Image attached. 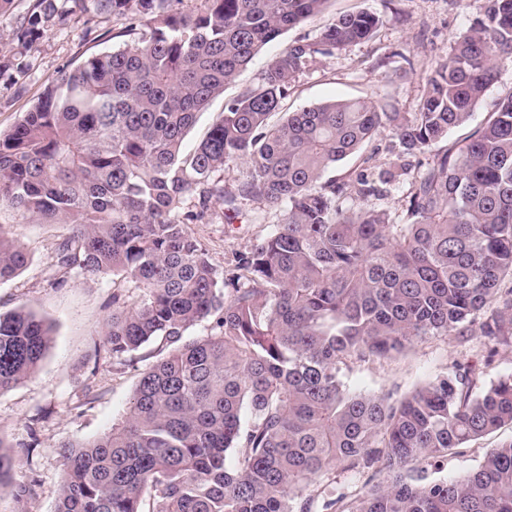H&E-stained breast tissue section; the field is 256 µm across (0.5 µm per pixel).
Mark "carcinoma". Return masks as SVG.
I'll use <instances>...</instances> for the list:
<instances>
[{
  "mask_svg": "<svg viewBox=\"0 0 512 512\" xmlns=\"http://www.w3.org/2000/svg\"><path fill=\"white\" fill-rule=\"evenodd\" d=\"M484 2L416 111L368 99L286 108L316 57L374 37L379 17L359 10L289 44L186 153L197 116L327 0H35L23 45L91 10L130 40L61 71L0 136V208L67 225L54 249L64 272L128 284L103 331L112 359L164 352L122 424L63 445L54 512H512V438L477 468L435 477L457 449L512 426V373L481 384L512 346V91L438 146L512 58V0ZM387 128L378 174L323 179ZM238 163L248 175L229 187L224 169ZM396 183L392 211L382 200ZM247 204L252 223L270 210L278 222L224 274L188 225ZM27 262L0 229V282ZM202 321L210 332L187 338ZM448 335L483 339L482 364L398 399L342 379L355 361ZM51 336L30 311L0 315V393L36 372ZM16 464L0 434V488ZM338 470L367 479L333 499L310 490Z\"/></svg>",
  "mask_w": 512,
  "mask_h": 512,
  "instance_id": "cac0c4a2",
  "label": "carcinoma"
}]
</instances>
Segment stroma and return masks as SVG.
Masks as SVG:
<instances>
[{"label":"stroma","instance_id":"35a3bbf8","mask_svg":"<svg viewBox=\"0 0 512 512\" xmlns=\"http://www.w3.org/2000/svg\"><path fill=\"white\" fill-rule=\"evenodd\" d=\"M33 0H13L0 14V55L14 67L0 75V132L8 133L48 82L66 67L115 46L120 24L106 15H76L49 27L29 46L16 31ZM483 0H329L326 9L266 45L223 96L201 112L183 141L192 150L224 110L226 99L257 84L270 61L302 37L316 38L336 16L359 8L376 12L382 23L374 38L319 57L298 77L289 110L333 99L369 97L390 101L400 111H414L426 89L425 76L438 57L448 55L454 37L465 32L482 11ZM512 89V59L498 64L497 80L470 120L453 129L449 140L463 138L486 119L493 104ZM276 217L260 224H194L192 234L208 249L212 263L230 270L236 253L248 251L274 229ZM0 228L29 254L27 266L0 282V314L23 307L49 322L53 340L37 372L0 394V434L18 456L11 485L0 489V512H54L62 475L59 446L83 442L122 421L141 372L158 358L149 345L113 361L103 346L102 327L112 314L111 276L63 274L55 265L54 247L67 232L63 224H28L13 209H0ZM481 339L459 344L452 336H428L388 361L365 360L344 372L355 390L399 398L417 385L447 373L455 363L479 360ZM512 438V427L470 442L441 467L444 478L476 468L487 449Z\"/></svg>","mask_w":512,"mask_h":512}]
</instances>
